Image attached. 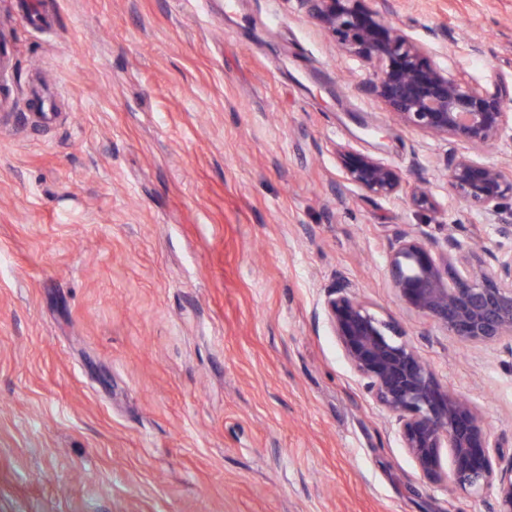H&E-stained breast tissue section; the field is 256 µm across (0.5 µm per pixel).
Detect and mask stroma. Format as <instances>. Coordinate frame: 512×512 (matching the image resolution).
I'll list each match as a JSON object with an SVG mask.
<instances>
[{"mask_svg": "<svg viewBox=\"0 0 512 512\" xmlns=\"http://www.w3.org/2000/svg\"><path fill=\"white\" fill-rule=\"evenodd\" d=\"M449 70L512 83V0H365ZM0 0V512H494L423 478L323 319L345 283L512 457V357L395 293L397 233L452 224V138L363 95L296 0ZM373 128L364 134L359 120ZM379 155L428 203L342 179Z\"/></svg>", "mask_w": 512, "mask_h": 512, "instance_id": "35a3bbf8", "label": "stroma"}]
</instances>
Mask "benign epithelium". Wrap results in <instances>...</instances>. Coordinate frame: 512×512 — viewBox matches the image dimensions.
<instances>
[{"label": "benign epithelium", "instance_id": "1", "mask_svg": "<svg viewBox=\"0 0 512 512\" xmlns=\"http://www.w3.org/2000/svg\"><path fill=\"white\" fill-rule=\"evenodd\" d=\"M331 33L340 51L373 67L361 90L382 102L405 127L457 139L472 147L498 139L512 127V86L476 85L448 73L430 50L367 8L364 0H297ZM343 179L387 199L408 194L400 174L380 158L350 148L336 151ZM448 189L478 208L485 223L512 240L503 201L512 177L497 165L467 154L448 159ZM413 202L426 196L413 191ZM448 228L441 243H427L409 230L396 235L391 284L415 312L471 346L501 345L512 352V248L478 254ZM322 312L365 391L395 418L403 448L422 475L464 495L493 491L496 512H512V461L502 465L501 444L491 437L469 400L451 392L423 362L407 333L372 315L339 284ZM449 452V465L442 451Z\"/></svg>", "mask_w": 512, "mask_h": 512}]
</instances>
